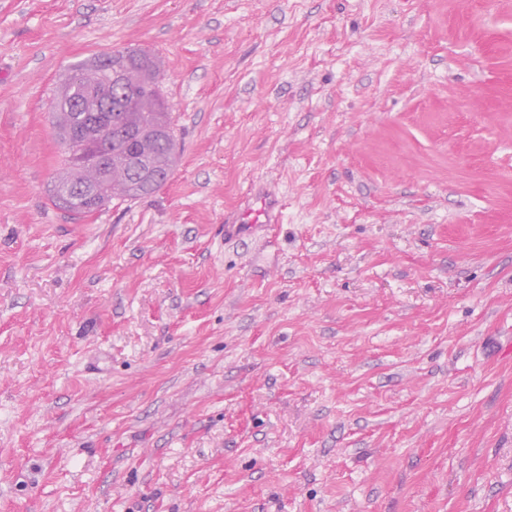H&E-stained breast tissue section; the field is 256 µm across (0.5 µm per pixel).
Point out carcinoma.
Segmentation results:
<instances>
[{
    "mask_svg": "<svg viewBox=\"0 0 512 512\" xmlns=\"http://www.w3.org/2000/svg\"><path fill=\"white\" fill-rule=\"evenodd\" d=\"M119 76L112 88V152L104 172L80 163L78 146L68 143L77 123L79 103L108 76ZM158 59L140 49L102 53L79 63L61 85L53 127L64 145L65 156L54 178L59 185L98 189L92 202L53 203L75 215L89 216L112 199L135 200L155 193L177 164L171 113L159 86Z\"/></svg>",
    "mask_w": 512,
    "mask_h": 512,
    "instance_id": "1",
    "label": "carcinoma"
}]
</instances>
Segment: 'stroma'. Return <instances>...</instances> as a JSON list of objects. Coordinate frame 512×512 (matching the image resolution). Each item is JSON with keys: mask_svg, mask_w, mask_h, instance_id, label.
Wrapping results in <instances>:
<instances>
[{"mask_svg": "<svg viewBox=\"0 0 512 512\" xmlns=\"http://www.w3.org/2000/svg\"><path fill=\"white\" fill-rule=\"evenodd\" d=\"M127 47L179 162L75 220ZM0 512H512V0H0ZM108 69L119 76V84L113 87L110 81L92 91L107 78ZM73 72L61 85L56 109L52 113L53 127L65 149L54 182L64 186L96 187L98 194L92 198V203H65L52 189L53 203L72 214L89 216L111 199L135 200L155 193L166 182L178 160L173 120L159 86L158 59L143 50L128 48L98 54L79 63ZM85 97L80 104L83 122L71 132L80 114L78 105ZM132 98H137L136 105L129 109L127 100ZM111 100L112 152L104 172L100 174L77 160L78 146L68 143L67 137L70 135L80 143V154L85 164L102 165L108 143L99 129L111 120L105 113L109 112ZM127 130H135L141 136L134 154L120 143L122 133ZM136 156L149 159L150 167L143 173H135ZM279 211V200L262 186L255 187L237 216L228 224H224L225 240H237L253 235L265 224L275 222L279 217Z\"/></svg>", "mask_w": 512, "mask_h": 512, "instance_id": "stroma-1", "label": "stroma"}]
</instances>
